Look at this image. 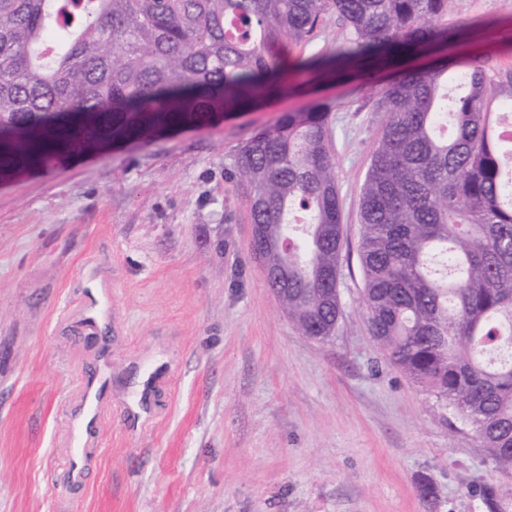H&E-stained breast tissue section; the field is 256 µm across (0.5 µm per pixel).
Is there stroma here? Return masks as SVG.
I'll list each match as a JSON object with an SVG mask.
<instances>
[{
    "label": "stroma",
    "mask_w": 512,
    "mask_h": 512,
    "mask_svg": "<svg viewBox=\"0 0 512 512\" xmlns=\"http://www.w3.org/2000/svg\"><path fill=\"white\" fill-rule=\"evenodd\" d=\"M447 56L512 74V0H453ZM327 17L295 54L309 90L216 121L95 143L0 177V512H486L512 476L373 342L362 304L360 197L386 120L380 90L433 52L333 65ZM333 101L342 199V316L300 336L256 260L239 147L282 112ZM101 259L112 280V382L82 479L65 481L69 399L99 367L60 328ZM155 370L152 417L129 431L130 383ZM433 489L424 500L421 480Z\"/></svg>",
    "instance_id": "stroma-1"
}]
</instances>
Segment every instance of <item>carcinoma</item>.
<instances>
[{
	"mask_svg": "<svg viewBox=\"0 0 512 512\" xmlns=\"http://www.w3.org/2000/svg\"><path fill=\"white\" fill-rule=\"evenodd\" d=\"M453 0H0V170L38 157L43 128L85 112L129 138L249 107L305 60L336 15L332 60L408 54L444 38ZM387 114L360 199L358 259L370 335L512 474V93L479 66L441 60L381 89ZM333 105L315 101L239 149L253 224L288 235L278 302L305 337L342 314V207ZM343 32L342 23L336 15L328 16L314 34L313 39L305 45L293 46L291 53L303 57H316L321 61L328 60L331 58L336 42L342 38Z\"/></svg>",
	"mask_w": 512,
	"mask_h": 512,
	"instance_id": "cac0c4a2",
	"label": "carcinoma"
}]
</instances>
